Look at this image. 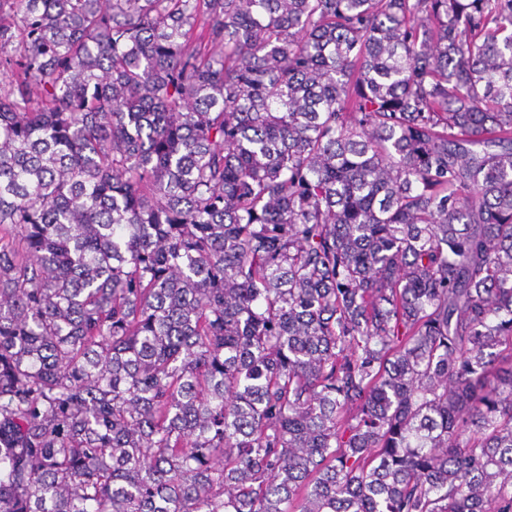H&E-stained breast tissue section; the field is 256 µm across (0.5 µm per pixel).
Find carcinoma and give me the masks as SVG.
<instances>
[{"mask_svg":"<svg viewBox=\"0 0 512 512\" xmlns=\"http://www.w3.org/2000/svg\"><path fill=\"white\" fill-rule=\"evenodd\" d=\"M0 512H512V0H0Z\"/></svg>","mask_w":512,"mask_h":512,"instance_id":"obj_1","label":"carcinoma"}]
</instances>
